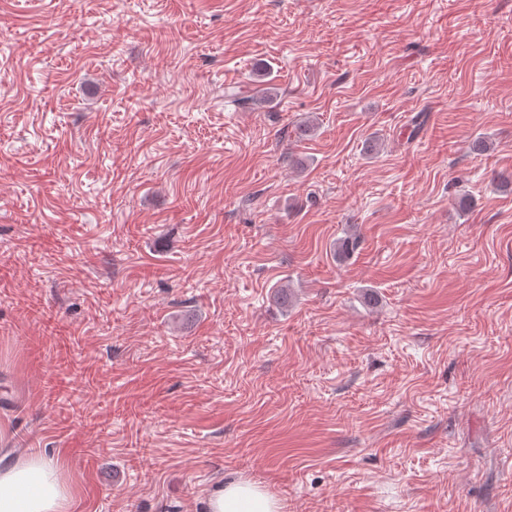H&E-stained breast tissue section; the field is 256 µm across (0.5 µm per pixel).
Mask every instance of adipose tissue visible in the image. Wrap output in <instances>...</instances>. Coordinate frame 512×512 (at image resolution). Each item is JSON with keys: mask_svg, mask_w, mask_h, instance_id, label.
Returning <instances> with one entry per match:
<instances>
[{"mask_svg": "<svg viewBox=\"0 0 512 512\" xmlns=\"http://www.w3.org/2000/svg\"><path fill=\"white\" fill-rule=\"evenodd\" d=\"M76 494L63 477L57 454L33 448L0 454V512H74ZM204 512H281L279 501L241 479L218 484L204 500Z\"/></svg>", "mask_w": 512, "mask_h": 512, "instance_id": "obj_1", "label": "adipose tissue"}]
</instances>
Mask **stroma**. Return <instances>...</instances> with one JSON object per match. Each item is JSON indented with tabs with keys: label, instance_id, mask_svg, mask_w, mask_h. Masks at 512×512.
<instances>
[{
	"label": "stroma",
	"instance_id": "35a3bbf8",
	"mask_svg": "<svg viewBox=\"0 0 512 512\" xmlns=\"http://www.w3.org/2000/svg\"><path fill=\"white\" fill-rule=\"evenodd\" d=\"M1 262L0 448L79 512H512V0H0ZM20 313L22 318H32L42 322L43 333L42 336H39V343L43 349L48 350L49 352L56 349V352H58L57 348L62 349L63 345L66 350V356L63 358L64 363H67V366H69L75 362V346L73 343L72 347L70 345L67 346L65 343L67 336H62L64 329L53 316L47 315L36 307V305L28 303L27 301L23 302V305L20 308ZM45 388L48 396L56 401L61 410L69 407L73 413L75 412L74 406L79 402V397L75 396V392L70 386V380L58 377L50 378ZM203 512H280V502L247 480L219 483L204 499Z\"/></svg>",
	"mask_w": 512,
	"mask_h": 512
}]
</instances>
